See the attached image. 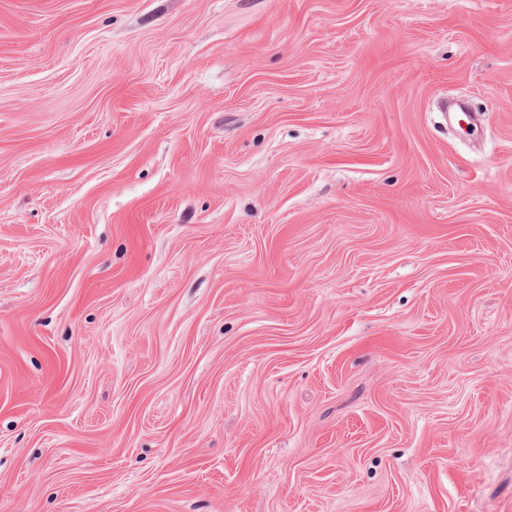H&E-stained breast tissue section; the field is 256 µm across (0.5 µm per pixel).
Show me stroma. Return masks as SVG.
I'll return each mask as SVG.
<instances>
[{
  "label": "stroma",
  "mask_w": 512,
  "mask_h": 512,
  "mask_svg": "<svg viewBox=\"0 0 512 512\" xmlns=\"http://www.w3.org/2000/svg\"><path fill=\"white\" fill-rule=\"evenodd\" d=\"M0 512H512V0H0Z\"/></svg>",
  "instance_id": "1"
}]
</instances>
